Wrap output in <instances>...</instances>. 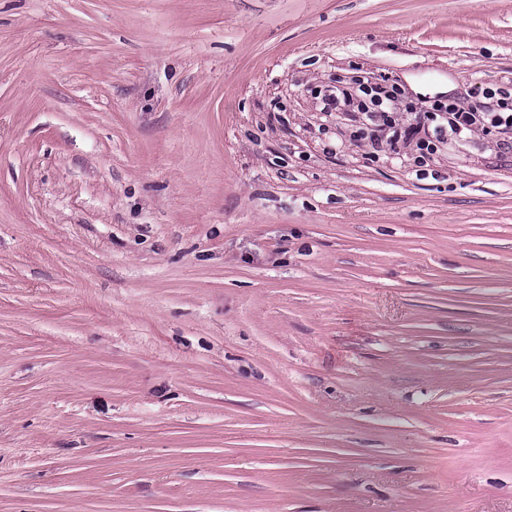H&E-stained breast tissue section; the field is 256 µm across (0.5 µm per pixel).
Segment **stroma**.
Masks as SVG:
<instances>
[{
  "mask_svg": "<svg viewBox=\"0 0 512 512\" xmlns=\"http://www.w3.org/2000/svg\"><path fill=\"white\" fill-rule=\"evenodd\" d=\"M440 102L512 0H0V512H512V131ZM443 109L445 112H441V114L446 115V119L448 115L450 131L459 136L467 135L478 122L483 120V117L480 116V112H477L478 109L476 105H472L469 108H458L454 104H448V113L447 106H440L437 111H443ZM441 114L431 112V114L427 116V119L431 121L437 120L438 116L441 117Z\"/></svg>",
  "mask_w": 512,
  "mask_h": 512,
  "instance_id": "35a3bbf8",
  "label": "stroma"
}]
</instances>
